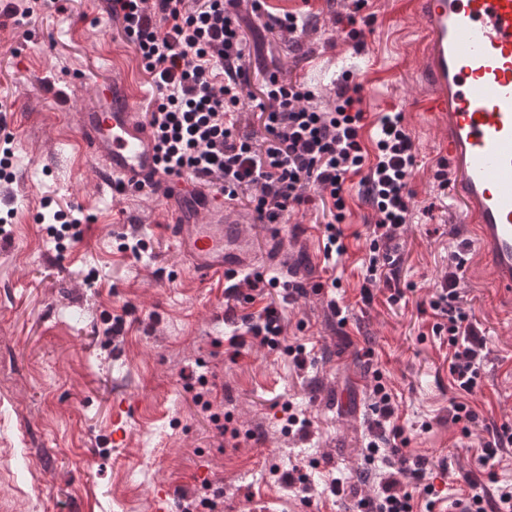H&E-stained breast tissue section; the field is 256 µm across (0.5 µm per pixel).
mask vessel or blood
Listing matches in <instances>:
<instances>
[{
  "label": "vessel or blood",
  "instance_id": "vessel-or-blood-1",
  "mask_svg": "<svg viewBox=\"0 0 512 512\" xmlns=\"http://www.w3.org/2000/svg\"><path fill=\"white\" fill-rule=\"evenodd\" d=\"M419 20L420 97L404 100L438 131L437 155L452 175L458 223L477 248L491 287L512 293V0H401ZM94 108L76 127L104 185L122 183L160 202L173 246L190 273L235 283L258 271L251 245L239 233L230 201L163 175L153 134L137 117L138 99L124 81L94 89Z\"/></svg>",
  "mask_w": 512,
  "mask_h": 512
}]
</instances>
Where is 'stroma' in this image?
<instances>
[{
  "label": "stroma",
  "instance_id": "1",
  "mask_svg": "<svg viewBox=\"0 0 512 512\" xmlns=\"http://www.w3.org/2000/svg\"><path fill=\"white\" fill-rule=\"evenodd\" d=\"M274 13L310 19L298 44L258 36L259 18L243 12L250 32L252 76L275 69L311 84L316 103L331 104L336 83L350 71L366 112L362 141L375 162L380 118L399 101L423 93L418 81L419 25L398 9L400 0H368L371 17L361 50L337 19L349 0H266ZM125 79L135 89L150 82L134 45L113 23L106 0H52L32 16L0 17V106L13 136L9 184L15 208L0 239V448L12 454L0 477V498L17 512H149L153 488L167 484L172 504L199 486L207 471L224 494V512H349V500L330 495L332 478L353 474L360 494L373 492L362 453L372 437V389L382 383L398 406L400 449L432 464L436 512L462 499L463 476L478 469L488 426L512 421V307L488 284V272L467 265L464 292L485 333L488 354L474 393L460 390L448 369L450 349L433 336L429 301L453 252L471 256L464 225L453 216L449 191L434 179L438 158L425 119L405 115L415 144L410 180L412 216L396 239L401 257L399 303L384 283L363 303L369 258L367 223L373 211L358 178L345 183L346 250L324 261L321 202L286 216L281 245L293 246L304 296L286 301L277 288L248 302L227 303L223 277L195 279L165 230L154 200L100 188L82 158L74 112L94 102L93 85ZM81 202L87 223L81 240L58 248L47 236L45 199ZM150 244L133 256L122 235ZM321 292H311L313 284ZM345 310L339 323L330 302ZM285 314L282 347L247 339L232 356L227 339L245 316L267 304ZM121 317L124 335L108 341L105 318ZM305 345L298 367L288 348ZM216 382L214 411L227 435L185 388L195 370ZM124 398L133 413L123 440L112 439V405ZM464 402L476 423L452 418ZM305 416L307 434L288 432L285 408ZM447 471H440L439 462ZM299 468L309 500L271 475Z\"/></svg>",
  "mask_w": 512,
  "mask_h": 512
}]
</instances>
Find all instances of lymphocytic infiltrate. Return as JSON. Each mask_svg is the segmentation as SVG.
<instances>
[{"instance_id": "f902f5d3", "label": "lymphocytic infiltrate", "mask_w": 512, "mask_h": 512, "mask_svg": "<svg viewBox=\"0 0 512 512\" xmlns=\"http://www.w3.org/2000/svg\"><path fill=\"white\" fill-rule=\"evenodd\" d=\"M243 2L109 0L110 16L121 22L158 93L141 121L155 136L161 171L218 187L225 199L246 202L261 224L282 223L312 194L329 199L328 260L343 252L344 184L357 176L375 212L366 280H395L392 244L409 220L415 166L403 112L381 117L377 161L370 165L361 140V87L352 73H343L336 99L324 111L309 107L313 92L305 83L283 74L265 76L262 98H254L247 89L248 41L239 24ZM248 107L260 112L262 140L238 128L237 116ZM465 268V256L454 253L429 306L436 318L433 335L453 350L450 373L470 393L480 378L486 341L464 299ZM283 332V313L270 304L247 318L245 333L232 334L228 344L239 349L252 337L275 350ZM365 457L381 459L384 470L377 492L359 499L358 512H413L415 496L433 495L434 486L425 481L427 459L396 448L382 452L376 438L368 441Z\"/></svg>"}]
</instances>
